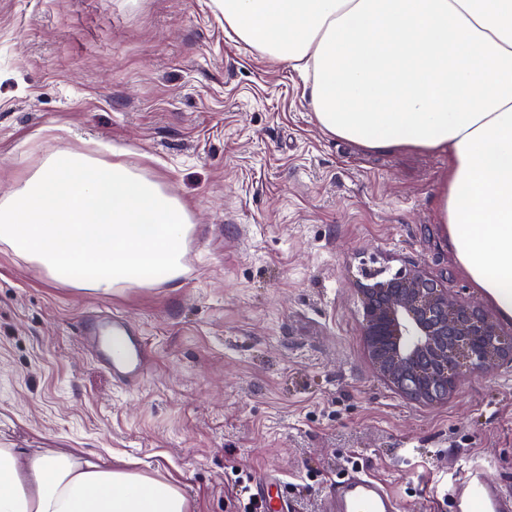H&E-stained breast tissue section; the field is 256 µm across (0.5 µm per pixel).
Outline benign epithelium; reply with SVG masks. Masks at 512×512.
Masks as SVG:
<instances>
[{"instance_id":"1","label":"benign epithelium","mask_w":512,"mask_h":512,"mask_svg":"<svg viewBox=\"0 0 512 512\" xmlns=\"http://www.w3.org/2000/svg\"><path fill=\"white\" fill-rule=\"evenodd\" d=\"M359 294L363 335L378 374L415 402L445 401L467 374L512 360V343L492 313L453 300L422 273H369Z\"/></svg>"}]
</instances>
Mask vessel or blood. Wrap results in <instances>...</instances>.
Returning a JSON list of instances; mask_svg holds the SVG:
<instances>
[{"mask_svg":"<svg viewBox=\"0 0 512 512\" xmlns=\"http://www.w3.org/2000/svg\"><path fill=\"white\" fill-rule=\"evenodd\" d=\"M111 344H104L103 335L93 321H84L80 338L98 345L102 365L114 378L134 387L141 381L146 343L135 335L120 317L108 325ZM265 512H295L294 501L281 488L277 479H268L256 489ZM455 512H512V492L490 476L481 465L464 469L452 482ZM327 512H402L400 502L389 492L385 483L357 469L343 474L331 486L326 498Z\"/></svg>","mask_w":512,"mask_h":512,"instance_id":"vessel-or-blood-1","label":"vessel or blood"}]
</instances>
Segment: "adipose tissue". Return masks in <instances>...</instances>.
Segmentation results:
<instances>
[{
  "instance_id": "obj_1",
  "label": "adipose tissue",
  "mask_w": 512,
  "mask_h": 512,
  "mask_svg": "<svg viewBox=\"0 0 512 512\" xmlns=\"http://www.w3.org/2000/svg\"><path fill=\"white\" fill-rule=\"evenodd\" d=\"M237 37L308 77L320 129L448 156L437 200L461 270L512 317V0H214ZM187 205L123 162L59 150L0 201V242L64 286L171 283ZM0 512H191L182 489L74 453L0 447Z\"/></svg>"
}]
</instances>
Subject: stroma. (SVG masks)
<instances>
[{"label": "stroma", "mask_w": 512, "mask_h": 512, "mask_svg": "<svg viewBox=\"0 0 512 512\" xmlns=\"http://www.w3.org/2000/svg\"><path fill=\"white\" fill-rule=\"evenodd\" d=\"M100 145L189 203L185 272L82 293L0 243V447L131 460L193 512H240L239 471L277 475L299 512H325L354 464L405 512H452L473 463L512 490V361L422 405L363 335L370 272L491 307L438 222L447 155L328 136L301 74L225 31L212 0H0V197L56 150ZM93 311L145 337L137 389L82 344Z\"/></svg>", "instance_id": "35a3bbf8"}]
</instances>
